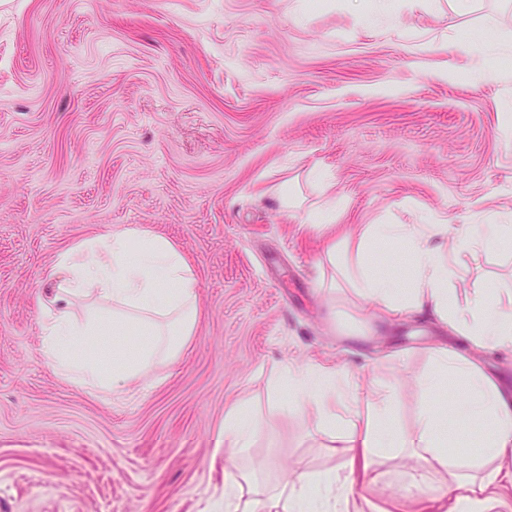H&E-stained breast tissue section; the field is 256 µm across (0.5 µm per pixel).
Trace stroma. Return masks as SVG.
<instances>
[{
	"label": "stroma",
	"instance_id": "stroma-1",
	"mask_svg": "<svg viewBox=\"0 0 512 512\" xmlns=\"http://www.w3.org/2000/svg\"><path fill=\"white\" fill-rule=\"evenodd\" d=\"M482 42L488 75L452 53ZM512 218V0H0V512H224V414L270 438L237 465L268 490L342 470L321 409L287 410L284 363L341 365L397 391L393 425L444 408L420 386L448 346L512 392V350L361 308L327 230ZM122 225L166 237L201 306L181 358L99 389L49 370L40 324L57 255ZM496 285L512 243L461 256L454 305ZM364 494L406 512L445 467L375 457Z\"/></svg>",
	"mask_w": 512,
	"mask_h": 512
}]
</instances>
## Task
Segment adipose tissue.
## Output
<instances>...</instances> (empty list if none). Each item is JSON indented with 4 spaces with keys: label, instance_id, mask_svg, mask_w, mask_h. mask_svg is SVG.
<instances>
[{
    "label": "adipose tissue",
    "instance_id": "adipose-tissue-1",
    "mask_svg": "<svg viewBox=\"0 0 512 512\" xmlns=\"http://www.w3.org/2000/svg\"><path fill=\"white\" fill-rule=\"evenodd\" d=\"M452 236L443 249L438 238ZM512 238L511 224L465 225L449 231L444 224H370L358 240L345 242L356 262L354 283L359 297L378 306L381 313L428 316L455 334L481 345L512 349V311L493 305L485 292L470 299L466 313L453 311L448 299V273L457 256H473L495 249ZM397 244L413 256L414 272L405 287L396 277L372 273L370 258L378 244ZM48 280L56 284V309L41 324L39 352L45 365L74 375L86 384L107 388L141 374L157 360L175 361L190 342L200 308L195 274L182 252L168 239L136 229L116 226L94 239L80 241L60 252ZM94 298L83 316H75L72 301ZM113 335L112 356L87 354L97 337ZM436 366L421 386L432 391L447 375H461L464 396L449 400L450 417L481 427L476 456L461 463L467 475L454 479L445 494L431 498L432 512H512L505 492L512 488V399L472 360L442 348ZM341 366L283 365L288 384V408L302 410L321 403L328 417L324 434L334 453L347 466L370 476L372 459L382 451L407 449L422 452L426 461L447 463L448 439L439 432L438 412L424 411L411 431L384 430L392 412L393 389L340 386ZM350 402L353 419L336 423L337 403ZM266 432L262 424L240 406L224 415V444L232 456L247 454ZM335 472H293L285 483L286 496L246 497L249 478L231 465L224 469V512H365L368 499L351 497L337 487Z\"/></svg>",
    "mask_w": 512,
    "mask_h": 512
}]
</instances>
